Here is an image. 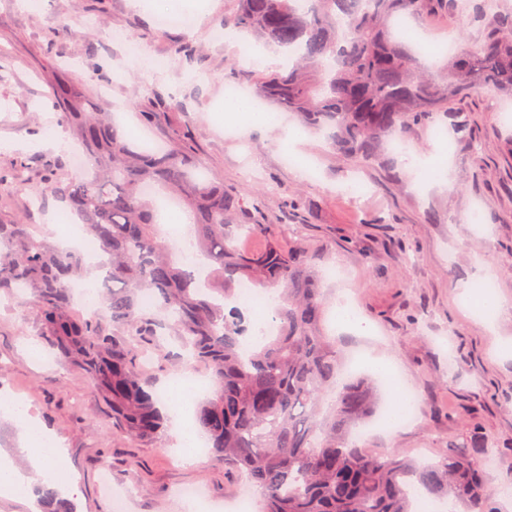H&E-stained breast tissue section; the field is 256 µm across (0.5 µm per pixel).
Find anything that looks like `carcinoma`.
I'll use <instances>...</instances> for the list:
<instances>
[{
    "mask_svg": "<svg viewBox=\"0 0 512 512\" xmlns=\"http://www.w3.org/2000/svg\"><path fill=\"white\" fill-rule=\"evenodd\" d=\"M221 22L256 34L297 56L285 70L256 76L257 95L297 115L347 155L379 160L394 138L413 126L466 127L450 104L481 89L512 96V9L500 0H235ZM440 8L466 21L479 43L447 54L443 75L417 74V59L391 23L418 21ZM53 105L82 145L92 174L51 176L48 191L84 222L105 256L107 314L76 317L71 288L87 272L79 252L55 247L40 225L0 220V293L34 297L44 335L59 355L79 364L112 403L122 431L136 440L161 433L157 389L142 371V355L174 336L168 354L177 370L207 368L212 396L195 411L210 451L262 492L266 512H408L412 489L459 503L465 512L491 507L496 489L477 463L494 453L489 436L448 445L438 462L349 444L350 429L372 417L377 391L366 378L336 390L342 354L324 331L320 252L299 241L288 251L270 246L241 252L235 232L263 233L249 212L224 192L199 159L174 149L134 151L85 87L59 81ZM164 190L190 215L194 240L224 293L249 279L281 290L275 333L260 345L239 310L212 295L210 279L187 269L158 231V211L145 188Z\"/></svg>",
    "mask_w": 512,
    "mask_h": 512,
    "instance_id": "1",
    "label": "carcinoma"
}]
</instances>
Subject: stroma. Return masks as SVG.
Returning a JSON list of instances; mask_svg holds the SVG:
<instances>
[{"instance_id":"1","label":"stroma","mask_w":512,"mask_h":512,"mask_svg":"<svg viewBox=\"0 0 512 512\" xmlns=\"http://www.w3.org/2000/svg\"><path fill=\"white\" fill-rule=\"evenodd\" d=\"M166 0H0V53L11 72L0 81V172L13 186L0 191V217L29 213L46 225L50 240L74 237L78 217L51 200L29 208L31 187H44L45 171L76 176L69 149L46 147L68 136L49 101L52 75L68 77L102 96L103 108L133 132L132 145L152 141L193 152L218 174L226 190L251 204L272 188L254 222L260 235H239L244 252L269 244L304 241L320 250L326 288L325 327L342 343L355 376L385 382L398 374L415 396V414L404 425L356 436L367 454L441 459L450 441L479 433L493 436L497 452L488 476L494 486L512 483V315L478 316L466 303L492 282L494 295L512 301V102L481 90L459 104L468 128L445 139L414 128L408 144L421 165L400 154L363 165L341 153L297 117L256 125L224 112L225 90L251 92L250 63L214 38L232 16L235 0H204L188 14V27L158 29ZM60 19L71 28L49 36ZM459 21L435 13L414 22L415 34L436 54L420 59V74L443 67L439 47L453 43ZM189 43L201 57L180 65L174 48ZM357 183L364 191L352 195ZM343 273L328 278L329 269ZM365 326L348 333L336 309L342 299ZM0 391L38 415L67 450V468L80 492L76 512H113L99 476L129 491L127 512H187L176 498L183 485L203 489L208 512H234L240 475L213 454L187 464L178 432L167 427L148 441L122 433L101 389L77 365L59 362L39 336L32 297L0 299Z\"/></svg>"}]
</instances>
